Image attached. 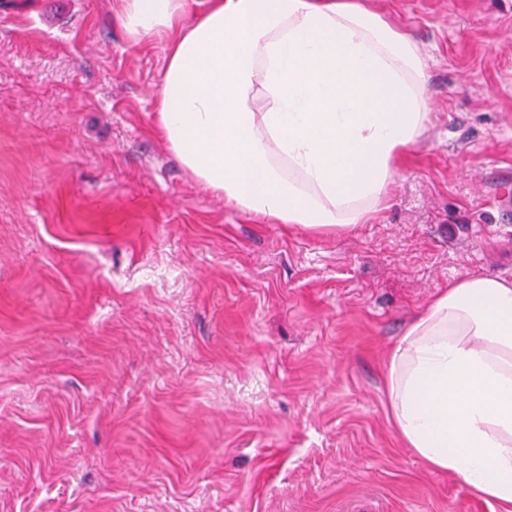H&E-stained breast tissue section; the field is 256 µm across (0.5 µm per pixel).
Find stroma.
Segmentation results:
<instances>
[{"label":"stroma","instance_id":"35a3bbf8","mask_svg":"<svg viewBox=\"0 0 512 512\" xmlns=\"http://www.w3.org/2000/svg\"><path fill=\"white\" fill-rule=\"evenodd\" d=\"M429 122L341 235L266 224L152 133L164 42L120 0L0 9V512H505L389 420L384 365L453 282L512 280V0H368Z\"/></svg>","mask_w":512,"mask_h":512}]
</instances>
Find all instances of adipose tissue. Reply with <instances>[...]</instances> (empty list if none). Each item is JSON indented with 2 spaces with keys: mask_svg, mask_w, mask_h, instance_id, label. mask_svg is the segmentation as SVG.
<instances>
[{
  "mask_svg": "<svg viewBox=\"0 0 512 512\" xmlns=\"http://www.w3.org/2000/svg\"><path fill=\"white\" fill-rule=\"evenodd\" d=\"M121 0L134 45L166 34L154 131L192 175L272 224L344 232L384 202L428 119L424 59L358 0ZM406 447L512 512V280L449 285L386 370Z\"/></svg>",
  "mask_w": 512,
  "mask_h": 512,
  "instance_id": "ef3b65f1",
  "label": "adipose tissue"
}]
</instances>
